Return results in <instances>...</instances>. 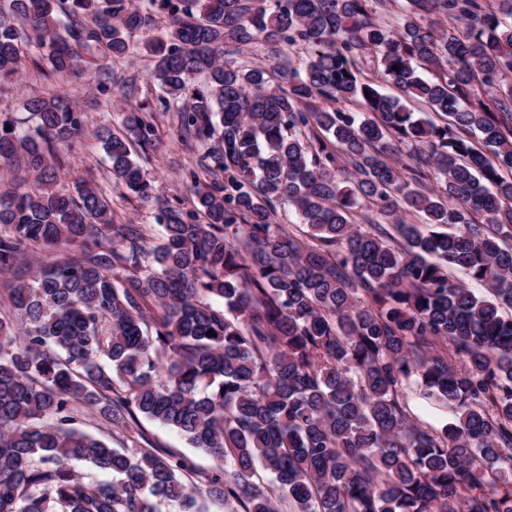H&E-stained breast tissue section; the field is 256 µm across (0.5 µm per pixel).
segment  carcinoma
Segmentation results:
<instances>
[{
	"label": "carcinoma",
	"mask_w": 512,
	"mask_h": 512,
	"mask_svg": "<svg viewBox=\"0 0 512 512\" xmlns=\"http://www.w3.org/2000/svg\"><path fill=\"white\" fill-rule=\"evenodd\" d=\"M149 2L0 0V83L30 58L106 93L140 33L163 93L104 139L157 204L156 248L94 183L58 188L85 131L67 92L0 118V162L30 175L0 189V512H512V0H405L395 30L390 0ZM252 45L280 82L236 58ZM295 45L306 61L280 66ZM158 110L212 144L191 210L131 159ZM284 204L307 237L274 222ZM34 246L78 254L27 278ZM415 393L452 421L418 419ZM141 414L214 467L151 446ZM78 422L80 424L78 426L79 428L87 432L103 436L112 448H130L132 445V443L127 439V434L119 431L112 432V430L100 426V422L93 417H84Z\"/></svg>",
	"instance_id": "carcinoma-1"
}]
</instances>
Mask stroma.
Returning a JSON list of instances; mask_svg holds the SVG:
<instances>
[{
  "mask_svg": "<svg viewBox=\"0 0 512 512\" xmlns=\"http://www.w3.org/2000/svg\"><path fill=\"white\" fill-rule=\"evenodd\" d=\"M154 65V57L139 42L120 61L116 69L117 75L135 79L134 86L127 92L117 91L103 97L99 94L96 81L83 80L68 84L70 96L85 113L86 126L84 136L71 148L62 151L65 170L61 181L62 187L69 188L75 180L93 175L97 186L110 198L112 211L118 222L140 225L146 237L153 241L159 236L155 207L140 203L126 189L114 183L111 163L102 149L98 133L106 126L118 128L121 121L120 111L133 109L144 103H156L160 91L149 78ZM50 87V81L40 74L33 62H26L21 85H0V115L21 114L25 98L42 95ZM177 129L175 113H160L157 127L160 143L151 152L144 168L166 199L187 207L191 204V194L185 174L195 167L206 147L190 139L179 140ZM141 425L153 444L186 456L199 471L205 472L211 468V458L201 450L190 447L174 429L146 419L142 420Z\"/></svg>",
  "mask_w": 512,
  "mask_h": 512,
  "instance_id": "stroma-1",
  "label": "stroma"
}]
</instances>
